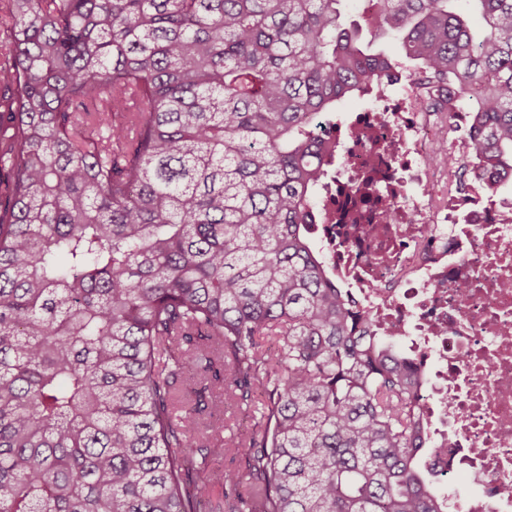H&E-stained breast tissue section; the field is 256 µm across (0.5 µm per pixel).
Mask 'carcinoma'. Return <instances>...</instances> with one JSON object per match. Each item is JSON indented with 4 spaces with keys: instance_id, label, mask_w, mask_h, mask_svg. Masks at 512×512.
Segmentation results:
<instances>
[{
    "instance_id": "cac0c4a2",
    "label": "carcinoma",
    "mask_w": 512,
    "mask_h": 512,
    "mask_svg": "<svg viewBox=\"0 0 512 512\" xmlns=\"http://www.w3.org/2000/svg\"><path fill=\"white\" fill-rule=\"evenodd\" d=\"M342 0H0V512H445L414 364L310 241L316 120L394 64ZM512 176V0H375ZM259 414L224 437L225 404ZM216 439L242 473L188 458Z\"/></svg>"
}]
</instances>
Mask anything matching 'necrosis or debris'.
Returning a JSON list of instances; mask_svg holds the SVG:
<instances>
[{
  "label": "necrosis or debris",
  "mask_w": 512,
  "mask_h": 512,
  "mask_svg": "<svg viewBox=\"0 0 512 512\" xmlns=\"http://www.w3.org/2000/svg\"><path fill=\"white\" fill-rule=\"evenodd\" d=\"M419 97L399 73L337 132L312 235L373 332L422 363L426 464L471 487L454 512H512V201L449 187V157L471 158L472 144L448 133L471 115L454 97L424 111ZM368 180L384 208L361 202Z\"/></svg>",
  "instance_id": "necrosis-or-debris-1"
}]
</instances>
